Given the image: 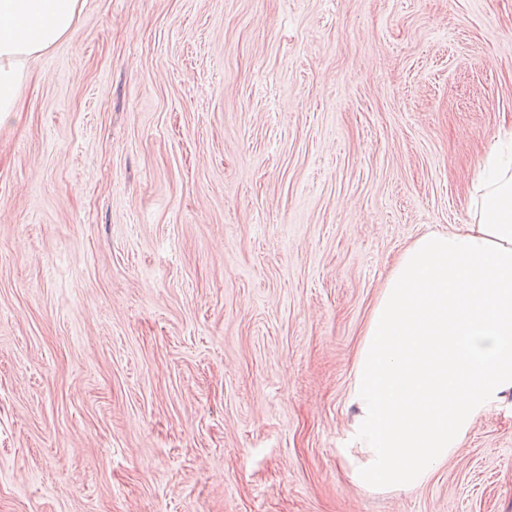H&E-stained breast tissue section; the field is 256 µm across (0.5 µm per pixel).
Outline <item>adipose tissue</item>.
Instances as JSON below:
<instances>
[{
	"label": "adipose tissue",
	"instance_id": "adipose-tissue-1",
	"mask_svg": "<svg viewBox=\"0 0 512 512\" xmlns=\"http://www.w3.org/2000/svg\"><path fill=\"white\" fill-rule=\"evenodd\" d=\"M81 0H0V116L75 27ZM469 223L427 232L392 267L363 332L349 403L357 481L420 484L474 417L512 390V133L477 176Z\"/></svg>",
	"mask_w": 512,
	"mask_h": 512
}]
</instances>
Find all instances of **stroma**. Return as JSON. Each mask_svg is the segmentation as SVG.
I'll list each match as a JSON object with an SVG mask.
<instances>
[{"mask_svg":"<svg viewBox=\"0 0 512 512\" xmlns=\"http://www.w3.org/2000/svg\"><path fill=\"white\" fill-rule=\"evenodd\" d=\"M0 118V512H512V391L359 485L402 249L512 129V0H83Z\"/></svg>","mask_w":512,"mask_h":512,"instance_id":"stroma-1","label":"stroma"}]
</instances>
